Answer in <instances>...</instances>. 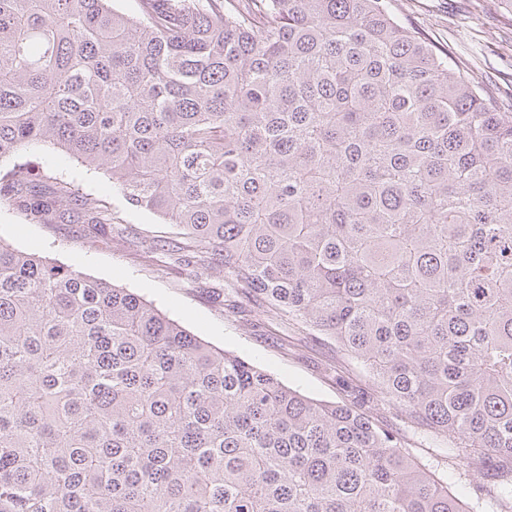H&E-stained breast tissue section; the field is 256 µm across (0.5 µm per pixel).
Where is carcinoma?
I'll use <instances>...</instances> for the list:
<instances>
[{
  "label": "carcinoma",
  "mask_w": 512,
  "mask_h": 512,
  "mask_svg": "<svg viewBox=\"0 0 512 512\" xmlns=\"http://www.w3.org/2000/svg\"><path fill=\"white\" fill-rule=\"evenodd\" d=\"M49 143L448 439L512 512V112L395 0H0V161ZM110 224L27 161L0 200ZM363 405L0 244V512H470Z\"/></svg>",
  "instance_id": "1"
}]
</instances>
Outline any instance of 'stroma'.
Wrapping results in <instances>:
<instances>
[{"label": "stroma", "mask_w": 512, "mask_h": 512, "mask_svg": "<svg viewBox=\"0 0 512 512\" xmlns=\"http://www.w3.org/2000/svg\"><path fill=\"white\" fill-rule=\"evenodd\" d=\"M398 15L439 51L493 92L502 111L512 112V0H397ZM26 159L80 193L105 200L112 231L91 236L79 224H33L15 207L0 203V244L49 257L91 277L128 289L151 302L191 334L274 373L285 385L325 402L345 403L352 390L369 389L355 361L336 366V347L291 319H269L259 299L236 293L229 273H197L152 241L178 239L177 226L128 205L111 179L87 169L49 145H35ZM375 418L396 428L410 456L441 476L456 469L462 481L481 482L467 460L449 461L442 438L417 430L398 405L381 397Z\"/></svg>", "instance_id": "stroma-1"}]
</instances>
